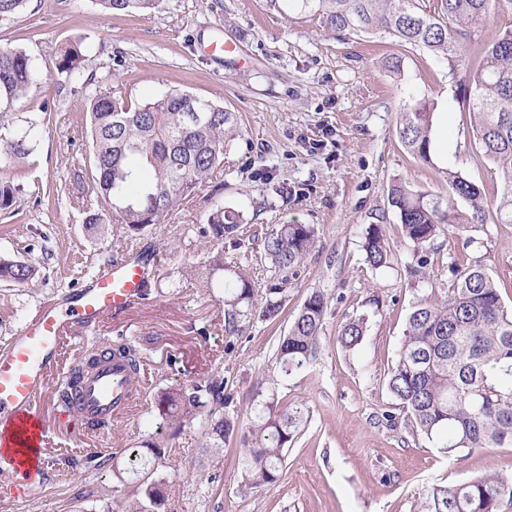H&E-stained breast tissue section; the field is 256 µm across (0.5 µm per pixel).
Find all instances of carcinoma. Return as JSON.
Segmentation results:
<instances>
[{
  "label": "carcinoma",
  "instance_id": "carcinoma-1",
  "mask_svg": "<svg viewBox=\"0 0 512 512\" xmlns=\"http://www.w3.org/2000/svg\"><path fill=\"white\" fill-rule=\"evenodd\" d=\"M288 8L319 20L323 27L348 34L380 33L436 56L459 77L455 99L473 119L476 158L491 161L499 188L487 198L483 187L457 172L442 170L448 199L441 202L415 192L402 182L388 192L403 238L416 248L418 268L427 275L425 252L441 224L460 222L455 198L469 203L467 224H483L494 212L498 224H512V24L486 34L499 13L512 14V0H286ZM103 9L122 13L150 12L159 0H99ZM80 47L62 50L56 75L70 79L83 73ZM39 80V71L23 51L0 49V116L25 98ZM192 94L171 90L147 102L132 103L105 89L90 100L92 151L87 191L118 218L133 238L174 213L195 197L224 164L226 143L241 134L237 114L201 99L202 112L191 111ZM437 103L413 97L405 104L397 134L410 153L430 159V134ZM31 148L24 136H0V161L19 163ZM21 192L12 180L0 179V211L8 213ZM241 212L220 203L212 206L192 232L212 243L204 265L209 280L224 288V353L236 344L255 319L276 320L288 298L286 274L295 273L315 246L313 224H272L264 233L260 262L285 275L276 281H255L251 250H242ZM365 262L388 268L393 248L379 224L363 233ZM453 280L445 299L421 301L408 317L404 340L388 376V387L415 431L441 452L453 455L466 448L512 446V309L479 260L453 261ZM30 262L0 257V281L25 284L36 277ZM265 290L257 302V290ZM327 298L313 291L296 314L276 353L279 375L287 377L315 361L320 352ZM365 319L345 323L337 340L351 350L365 336ZM127 359L133 373L140 368V347L116 336L105 349L76 362L58 381V401L78 403V387L86 369L106 356ZM224 371L216 369L192 383H174L156 399L160 427L167 436L148 438L121 456H112V473L134 475L136 497L126 512H156L165 505L162 481L154 478L170 441L183 423L201 419L207 447L222 448L232 436L243 448V491L276 484L285 453L308 422L302 403L262 411L243 427L228 411L233 396L226 392ZM512 500V480L490 473L433 490V512H496Z\"/></svg>",
  "mask_w": 512,
  "mask_h": 512
}]
</instances>
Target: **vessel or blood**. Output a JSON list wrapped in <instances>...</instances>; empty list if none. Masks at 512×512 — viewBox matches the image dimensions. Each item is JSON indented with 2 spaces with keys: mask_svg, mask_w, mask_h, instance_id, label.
Wrapping results in <instances>:
<instances>
[{
  "mask_svg": "<svg viewBox=\"0 0 512 512\" xmlns=\"http://www.w3.org/2000/svg\"><path fill=\"white\" fill-rule=\"evenodd\" d=\"M154 266V259L137 253L113 261L72 296L40 306L0 348V463L9 468L11 492L32 486L45 463L48 430L40 401L61 368L65 343L144 300ZM135 400L126 363L109 357L84 377L80 403L69 410V420L115 419Z\"/></svg>",
  "mask_w": 512,
  "mask_h": 512,
  "instance_id": "vessel-or-blood-1",
  "label": "vessel or blood"
}]
</instances>
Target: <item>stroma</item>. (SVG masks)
<instances>
[{
    "mask_svg": "<svg viewBox=\"0 0 512 512\" xmlns=\"http://www.w3.org/2000/svg\"><path fill=\"white\" fill-rule=\"evenodd\" d=\"M213 41L235 44L238 55L204 52ZM75 43L86 55L83 74L58 81L57 53ZM0 48L24 51L40 72L0 130L6 137L28 132L32 148L25 162L0 167L22 187L14 215L0 216V255L38 267L29 284L0 283V347L43 303L77 289L113 259L148 245L160 259L147 300L70 341L63 354L68 368L116 333L136 337L145 385L140 404L77 440L59 423L55 391L47 389L44 480L25 496L0 493V512H104L108 505L121 512L135 483L129 476L117 481L111 467H99V457L156 433V398L172 381L188 383L217 368L242 424L270 395L305 402L308 423L279 481L245 492L238 488V441L205 447L198 422L186 423L157 469L173 512H428L433 488L488 473L512 477V447L444 456L407 423L386 383L413 306L447 295L453 258L480 259L512 307V224L488 222L473 231L441 225L428 251L430 277L422 280L411 273L417 255L388 203L398 180L434 198L447 195L442 168L477 183L496 180L492 162L474 159L473 122L455 100L446 63L380 35L336 36L316 19H288L266 0H160L148 14L108 13L98 0H26L19 12L0 16ZM89 76L137 101L184 90L239 118L242 136L226 147L212 187L138 240L127 238L114 217L86 222L77 175L88 172L91 156ZM423 95L448 103L446 117L434 121L426 162L397 136L402 103ZM264 169L291 195L278 196L255 179ZM216 202L241 211L247 243L266 225L317 228L314 250L288 280L279 318L254 321L230 355L224 291L203 285L211 245L190 232ZM371 224L383 225L394 244L390 268L375 270L364 260L363 233ZM472 236L480 248L468 247ZM318 289L327 297L321 352L271 385L279 340ZM361 316L362 343L343 349L339 329Z\"/></svg>",
    "mask_w": 512,
    "mask_h": 512,
    "instance_id": "stroma-1",
    "label": "stroma"
}]
</instances>
